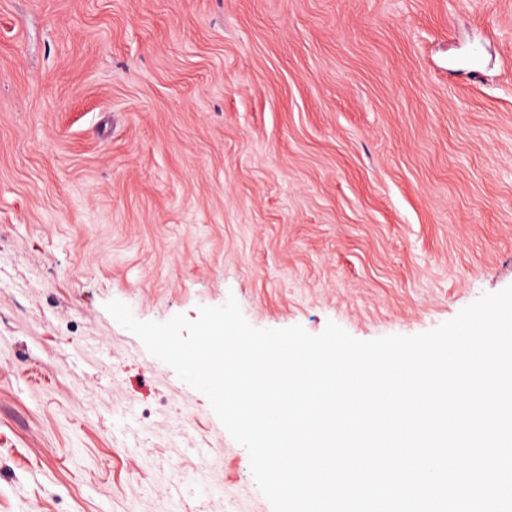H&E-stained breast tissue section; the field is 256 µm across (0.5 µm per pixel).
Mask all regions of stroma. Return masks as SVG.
I'll return each instance as SVG.
<instances>
[{
    "label": "stroma",
    "instance_id": "stroma-1",
    "mask_svg": "<svg viewBox=\"0 0 512 512\" xmlns=\"http://www.w3.org/2000/svg\"><path fill=\"white\" fill-rule=\"evenodd\" d=\"M510 285L512 0H0V512H272L110 301L372 340Z\"/></svg>",
    "mask_w": 512,
    "mask_h": 512
}]
</instances>
